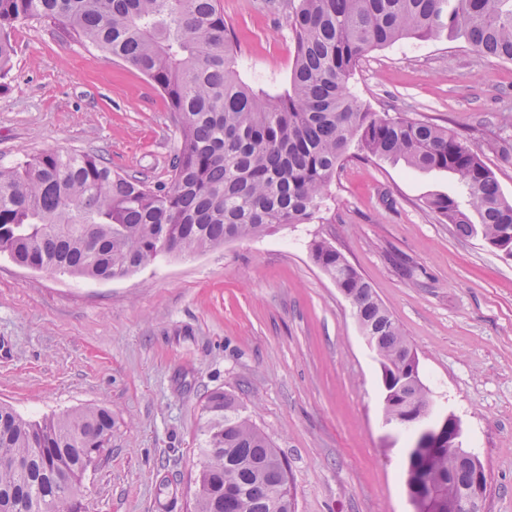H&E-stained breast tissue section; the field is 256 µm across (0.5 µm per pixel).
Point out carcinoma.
Here are the masks:
<instances>
[{
	"label": "carcinoma",
	"mask_w": 512,
	"mask_h": 512,
	"mask_svg": "<svg viewBox=\"0 0 512 512\" xmlns=\"http://www.w3.org/2000/svg\"><path fill=\"white\" fill-rule=\"evenodd\" d=\"M288 10L296 56L288 89L271 95L242 79L238 37L217 0H0V77L14 54L9 30L51 20L148 77L179 133L166 184L87 153L43 151L0 166V253L25 267L121 279L160 257L320 222L344 162L379 158L454 173L460 195L436 194L429 209L511 258L512 200L484 160L446 127L372 111L349 82L367 53L409 37L512 62V0H288ZM310 253L380 359L386 418L429 408L422 378L398 376L412 348L371 285L331 243L314 240ZM202 416L194 512H226L224 493L238 491L248 512H292L288 465L236 399L213 391ZM111 432L103 407L30 421L0 404V512H49L77 491ZM473 474L448 441L405 460L407 493L428 488L429 512H448Z\"/></svg>",
	"instance_id": "1"
}]
</instances>
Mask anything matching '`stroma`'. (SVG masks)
<instances>
[{
  "mask_svg": "<svg viewBox=\"0 0 512 512\" xmlns=\"http://www.w3.org/2000/svg\"><path fill=\"white\" fill-rule=\"evenodd\" d=\"M287 0H218L245 78L277 92L296 45ZM0 163L100 156L167 182L178 134L163 93L48 20L12 31ZM379 112L466 138L512 199V62L416 38L369 52L351 80ZM456 177L352 159L322 224H293L115 280L28 270L0 253V403L28 420L89 406L112 435L82 512H193L201 408L215 390L288 462L294 512H413L407 433L385 424L379 359L313 262L322 238L376 291L419 360L432 417L455 415L487 473L483 512H512V259L427 205Z\"/></svg>",
  "mask_w": 512,
  "mask_h": 512,
  "instance_id": "1",
  "label": "stroma"
}]
</instances>
